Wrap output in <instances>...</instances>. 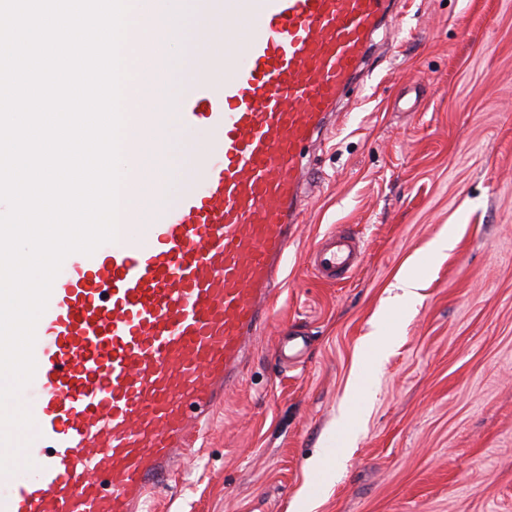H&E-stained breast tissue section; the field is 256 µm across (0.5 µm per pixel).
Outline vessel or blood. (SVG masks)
<instances>
[{"mask_svg":"<svg viewBox=\"0 0 512 512\" xmlns=\"http://www.w3.org/2000/svg\"><path fill=\"white\" fill-rule=\"evenodd\" d=\"M394 0H194L176 107L123 101L125 131L201 138L181 171L125 172L119 238L67 256L36 326L21 399L33 469L0 475V512H143L209 432L275 318L296 240L309 147L366 67ZM348 226L311 266L348 279Z\"/></svg>","mask_w":512,"mask_h":512,"instance_id":"vessel-or-blood-1","label":"vessel or blood"}]
</instances>
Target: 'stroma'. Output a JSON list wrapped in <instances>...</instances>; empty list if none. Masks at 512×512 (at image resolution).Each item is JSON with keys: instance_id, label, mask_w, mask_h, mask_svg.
<instances>
[{"instance_id": "obj_1", "label": "stroma", "mask_w": 512, "mask_h": 512, "mask_svg": "<svg viewBox=\"0 0 512 512\" xmlns=\"http://www.w3.org/2000/svg\"><path fill=\"white\" fill-rule=\"evenodd\" d=\"M376 42L313 150L276 319L147 512H293L352 401L357 439L312 512H512V0H401ZM339 224L364 258L330 284L309 254ZM443 231L454 246L432 254ZM416 266L403 314L388 300ZM381 324L390 348L353 398L361 342ZM289 333L306 346L284 369Z\"/></svg>"}]
</instances>
